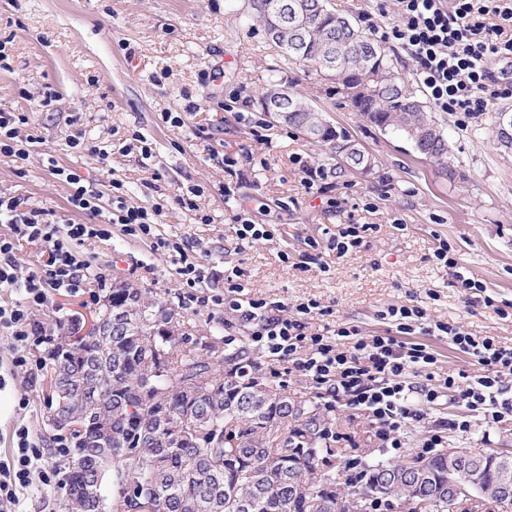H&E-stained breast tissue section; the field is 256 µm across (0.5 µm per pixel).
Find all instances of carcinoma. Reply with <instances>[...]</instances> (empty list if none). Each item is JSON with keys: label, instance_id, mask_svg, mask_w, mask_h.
Listing matches in <instances>:
<instances>
[{"label": "carcinoma", "instance_id": "1", "mask_svg": "<svg viewBox=\"0 0 512 512\" xmlns=\"http://www.w3.org/2000/svg\"><path fill=\"white\" fill-rule=\"evenodd\" d=\"M302 23L278 35L266 33L289 63L312 64L336 81V94L383 132L396 131L451 179L448 140L425 102L409 92L385 51L326 0H302ZM282 123L338 153L350 142L347 167L366 166L367 155L290 87L278 95ZM151 289L112 283L95 309L107 323L112 310L139 302L131 331L81 345L64 336L51 370L65 378L64 398L83 425L110 424L112 447L85 450L86 432L70 430L73 449L60 471L69 512H350L336 508V469L320 470L331 420L319 407L292 399L259 373L250 351L228 349L220 338L194 335L195 327L149 299ZM204 350L205 354L198 353ZM224 364V376L212 370ZM161 391L146 394L141 381L156 371ZM421 485L429 512H447V462L429 458ZM399 464L367 466L365 483L381 482ZM500 461L484 460V483L493 486ZM113 475L112 505L94 507L87 482Z\"/></svg>", "mask_w": 512, "mask_h": 512}]
</instances>
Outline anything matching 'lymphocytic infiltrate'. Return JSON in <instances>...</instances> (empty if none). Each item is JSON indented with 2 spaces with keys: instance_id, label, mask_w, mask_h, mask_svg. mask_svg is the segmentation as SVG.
<instances>
[{
  "instance_id": "lymphocytic-infiltrate-1",
  "label": "lymphocytic infiltrate",
  "mask_w": 512,
  "mask_h": 512,
  "mask_svg": "<svg viewBox=\"0 0 512 512\" xmlns=\"http://www.w3.org/2000/svg\"><path fill=\"white\" fill-rule=\"evenodd\" d=\"M370 31L381 40L397 42L409 54L438 111L472 119L485 112L492 100L512 96V81L495 78L488 68L493 60L512 64V0H397L394 20L384 27L371 26ZM53 173L68 185L71 207L93 221H54L39 209L20 210L17 200L0 194V222L11 227L10 234H0V288L21 295L9 306L0 305V336L7 342L14 370L33 374L43 368L42 352L51 338L35 312L49 304L52 294L86 295L92 280L106 288L109 272L91 271L83 246L110 237V225L118 224L126 235L149 240L155 250L174 257L190 301L234 313L242 325L250 326L252 342L267 358L291 365L324 389L326 408L342 402L367 411L384 447L402 448L406 425L423 419L445 390L463 397L468 409L481 412L488 423L512 416V396L506 387L512 381V346L500 345L489 336L475 338L455 324L430 322L425 310L415 305L388 308L398 331L394 337L363 336L342 326L311 334L306 319L315 302L298 304L290 314L282 302L245 298L243 285L231 277L223 292L197 295L201 280L197 261L182 244L156 236L154 213L121 202L106 222L96 223L102 211L99 191L61 168ZM24 240L42 248L41 263L29 271L22 270L17 259ZM418 328L447 336L479 365V373L448 376L440 390L410 386L409 375L428 371L436 363L425 345L408 342V335ZM12 442L9 456L0 459V512H19L33 486L56 484V471L39 467L47 446L32 427L18 425Z\"/></svg>"
}]
</instances>
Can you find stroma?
Instances as JSON below:
<instances>
[{"label": "stroma", "instance_id": "1", "mask_svg": "<svg viewBox=\"0 0 512 512\" xmlns=\"http://www.w3.org/2000/svg\"><path fill=\"white\" fill-rule=\"evenodd\" d=\"M327 6L366 29L388 24L394 0H328ZM0 41L8 55L0 69V109L24 113L20 133L34 139L27 160L0 155V192L57 221L85 223L88 215L70 209L69 188L52 167L98 190L106 212L113 207L109 184L120 180L127 204L160 206L158 233L188 245L203 264L199 293L223 289L225 272L235 269L251 296L291 308L316 300L325 313L310 317L315 328L342 325L383 336L395 329L384 311L408 304L424 308L431 321L454 322L512 346V149L494 136L496 114L512 111V97L492 101L470 120L436 113L459 174L451 180L405 137L380 131L342 105L335 84L320 72L287 63L269 45L249 0H0ZM272 79L291 85L356 141L372 169L340 171L327 146L267 117L258 98ZM166 112L179 125L165 123ZM136 132L151 143L150 160L124 151ZM261 132L267 141L258 140ZM77 135L98 153L71 147ZM308 165L325 173L312 193L302 184ZM193 188L196 209L181 207L179 195ZM228 189L233 199H225ZM240 209L269 225L271 239L240 245L233 221ZM205 214L210 223H201ZM352 222L369 230L360 247L337 255L329 241ZM111 230L109 238L86 245L92 268L151 289L200 330L232 338L237 347L248 344V329L225 327L222 308L189 305L167 255L124 235L120 225ZM311 240L318 247L306 263L302 254ZM443 241L456 269L434 257ZM456 270L482 282L483 291L452 286ZM409 340L437 358L430 374L409 376L412 385L477 370L446 337L418 331ZM258 362L289 397L323 404L322 390L298 372H276L263 356ZM49 375L42 370L29 383L19 374L7 378L0 390V457L9 452L17 421L45 440L55 437L46 405ZM23 394L30 403L22 410ZM465 412L464 400L446 394L407 427L404 448L394 452L380 447L365 411L340 404L330 413L326 458L336 466L354 458L394 463L420 453L435 420ZM448 439L508 451L512 418L490 427L475 414L469 432Z\"/></svg>", "mask_w": 512, "mask_h": 512}]
</instances>
